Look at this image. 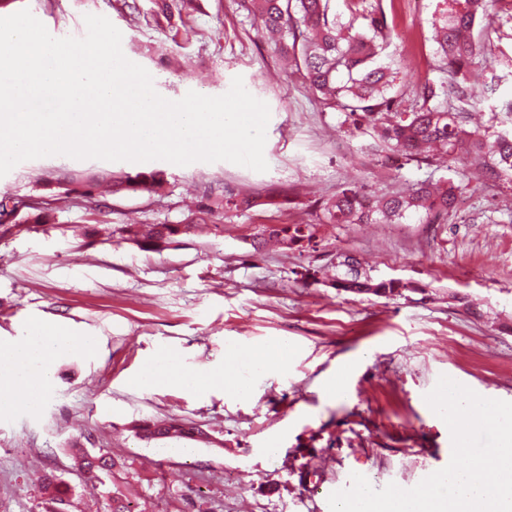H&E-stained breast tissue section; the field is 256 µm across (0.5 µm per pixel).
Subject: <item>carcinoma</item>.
I'll return each instance as SVG.
<instances>
[{"label":"carcinoma","mask_w":512,"mask_h":512,"mask_svg":"<svg viewBox=\"0 0 512 512\" xmlns=\"http://www.w3.org/2000/svg\"><path fill=\"white\" fill-rule=\"evenodd\" d=\"M501 0H438L431 19L433 53L444 78L427 83L420 101L400 108L398 95L391 94L398 79V68L391 56L385 55L396 34L387 30L383 13L363 8L364 0H356L350 18L343 21L332 0H240L239 6L259 28L271 35L278 50L288 55L307 87L319 96L326 108L345 113L352 126L377 131L382 150L390 151L405 162L429 158L433 149L448 157V164L473 158L491 171L507 177L512 183V130L496 129L491 124L469 131L464 126L466 107L484 104L492 86L470 84L467 70L497 57L498 46L489 27ZM366 24L356 25L358 19ZM105 178L89 170L58 182L57 195L89 194ZM164 172H140L119 177L110 184L112 192L138 188L160 190ZM466 189L464 181L451 179L432 183L425 180L410 191L388 195L370 194L361 186L345 183L336 194L318 203L321 224H404L415 218L420 224H440L455 209V201ZM261 205L257 197H241L229 188L224 194L208 198L197 207L184 224H124L118 233L144 251L159 252L189 236L198 224H207L228 213L249 210ZM50 221L47 210L31 207L13 224H0V241L28 232ZM315 224L266 225L256 236L267 242L274 240L284 248L311 243L316 238ZM337 287L373 289L375 295H392L405 287L400 281L373 282L361 279L350 267ZM138 435L152 439H191L202 430L178 418L162 422H144ZM81 470L93 472L92 479L112 491L103 503V512H134L122 487L124 467L106 454H94L79 444L71 448ZM44 484L55 491L44 503V512H54L62 504L69 505L74 487L50 473Z\"/></svg>","instance_id":"carcinoma-1"}]
</instances>
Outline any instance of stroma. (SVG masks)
<instances>
[{"mask_svg":"<svg viewBox=\"0 0 512 512\" xmlns=\"http://www.w3.org/2000/svg\"><path fill=\"white\" fill-rule=\"evenodd\" d=\"M436 5L382 0L388 28L411 32L409 45L388 48L400 61L406 105L440 79L429 40ZM25 7L58 38L84 37L85 15L107 17L124 55L169 100L190 91L219 96L242 77L270 109L269 168L169 165L161 191L65 200L45 189L46 179L86 170L119 177L153 165L53 155L0 177V198L56 216L0 243V343L40 322L98 339L94 354L57 362L39 409H0V512H42L37 478L45 472L75 486V512H101V489L74 466V440L125 464L137 512H158L163 498L174 512H330L329 495L349 486L351 474L377 489H410L449 463V429L424 400L440 376L512 402L511 191L470 164L464 213L447 223L321 224L313 245L254 250L256 228L310 222L314 202L342 182L388 194L452 173L435 159L388 161L371 129H353L343 112L322 107L236 0H194L187 37L173 35L153 0L131 9L123 0H0V17ZM492 26L504 56L485 74L499 76L492 99L501 102L512 98V0H502ZM227 186L294 195L282 208H252L158 253L92 232L99 219L112 228L184 223L187 203ZM349 256L360 259L362 276L398 279L403 289L377 296L334 287ZM305 267L313 278L301 277ZM281 338L291 350L287 369L250 377L246 398L222 387L132 385L165 349L190 368L221 367L230 348ZM338 374L345 397L333 401L322 385ZM171 416L202 429L203 439L146 440L134 430Z\"/></svg>","mask_w":512,"mask_h":512,"instance_id":"stroma-1","label":"stroma"}]
</instances>
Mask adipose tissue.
Returning <instances> with one entry per match:
<instances>
[{"mask_svg": "<svg viewBox=\"0 0 512 512\" xmlns=\"http://www.w3.org/2000/svg\"><path fill=\"white\" fill-rule=\"evenodd\" d=\"M98 348L94 337L69 335L50 324H35L24 336L0 344V401L33 410L54 384V366L58 360L77 354H91ZM289 349L283 341L237 353L233 367L193 369L166 354L156 356L149 368L135 378L136 387L149 389L160 384L174 385L188 391L201 392L222 386L239 397L247 396L251 387L244 372L265 374L285 369Z\"/></svg>", "mask_w": 512, "mask_h": 512, "instance_id": "1", "label": "adipose tissue"}]
</instances>
